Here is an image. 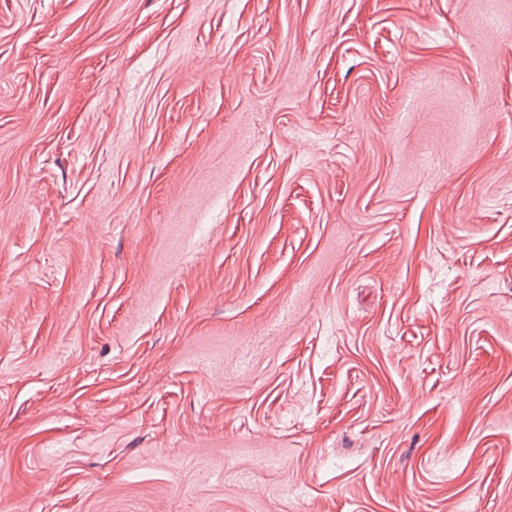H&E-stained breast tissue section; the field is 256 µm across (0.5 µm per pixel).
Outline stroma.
Masks as SVG:
<instances>
[{"label": "stroma", "instance_id": "obj_1", "mask_svg": "<svg viewBox=\"0 0 512 512\" xmlns=\"http://www.w3.org/2000/svg\"><path fill=\"white\" fill-rule=\"evenodd\" d=\"M0 512H512V0H0Z\"/></svg>", "mask_w": 512, "mask_h": 512}]
</instances>
